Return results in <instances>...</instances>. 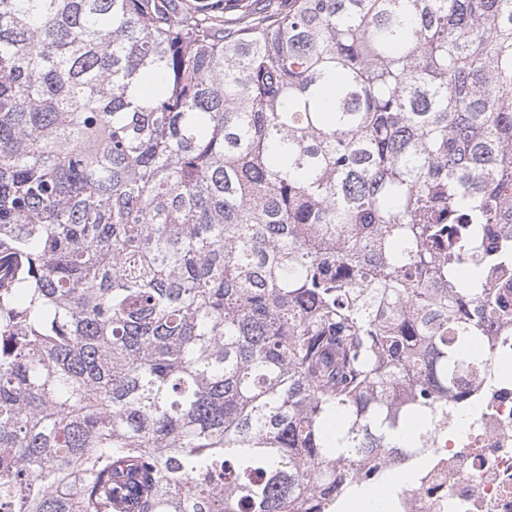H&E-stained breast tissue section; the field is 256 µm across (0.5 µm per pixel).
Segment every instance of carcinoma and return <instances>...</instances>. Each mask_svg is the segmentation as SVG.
Returning a JSON list of instances; mask_svg holds the SVG:
<instances>
[{"label":"carcinoma","instance_id":"cac0c4a2","mask_svg":"<svg viewBox=\"0 0 512 512\" xmlns=\"http://www.w3.org/2000/svg\"><path fill=\"white\" fill-rule=\"evenodd\" d=\"M0 0V512H332L512 323V0Z\"/></svg>","mask_w":512,"mask_h":512}]
</instances>
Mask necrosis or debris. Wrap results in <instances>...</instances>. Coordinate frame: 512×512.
<instances>
[{"instance_id":"necrosis-or-debris-1","label":"necrosis or debris","mask_w":512,"mask_h":512,"mask_svg":"<svg viewBox=\"0 0 512 512\" xmlns=\"http://www.w3.org/2000/svg\"><path fill=\"white\" fill-rule=\"evenodd\" d=\"M421 459L398 463L411 486L390 512H512V374L471 386Z\"/></svg>"}]
</instances>
